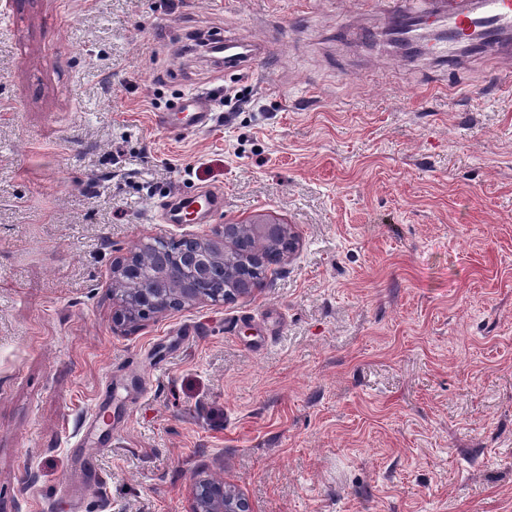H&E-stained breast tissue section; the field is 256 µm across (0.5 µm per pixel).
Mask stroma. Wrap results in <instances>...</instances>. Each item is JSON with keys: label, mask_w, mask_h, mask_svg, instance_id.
Here are the masks:
<instances>
[{"label": "stroma", "mask_w": 512, "mask_h": 512, "mask_svg": "<svg viewBox=\"0 0 512 512\" xmlns=\"http://www.w3.org/2000/svg\"><path fill=\"white\" fill-rule=\"evenodd\" d=\"M363 0H0V512H512V83ZM266 46L225 70L204 35ZM244 89L242 102H225ZM204 96L210 125L156 116ZM206 190V223L160 202ZM264 216L261 286L134 330L112 261ZM219 194L204 192L189 199L180 200L178 206L160 204L159 217L167 224H203L211 215ZM255 232L263 237L286 236L288 240V251L281 253L280 257L285 253L292 254L296 251L299 244V237L294 231L293 227L288 224H266V222L259 220L257 224L252 225ZM188 512H254V509L244 494L224 481L199 476L192 486Z\"/></svg>", "instance_id": "stroma-1"}]
</instances>
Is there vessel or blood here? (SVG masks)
<instances>
[{
  "instance_id": "obj_1",
  "label": "vessel or blood",
  "mask_w": 512,
  "mask_h": 512,
  "mask_svg": "<svg viewBox=\"0 0 512 512\" xmlns=\"http://www.w3.org/2000/svg\"><path fill=\"white\" fill-rule=\"evenodd\" d=\"M370 11L386 14L395 32L402 38L421 29H436L439 39L430 51L449 69L462 65L459 46L473 43L474 53L497 60L501 65L512 64V45L502 42L505 29L512 28V0H424L422 10L413 11L404 0H367ZM224 66L240 70L253 68L259 53L249 45L225 40ZM213 114L206 98L190 94L183 96L176 111L162 113L161 124L183 131L206 128ZM217 193L204 192L180 200L178 206L159 210L161 219L170 224H201L211 215Z\"/></svg>"
}]
</instances>
